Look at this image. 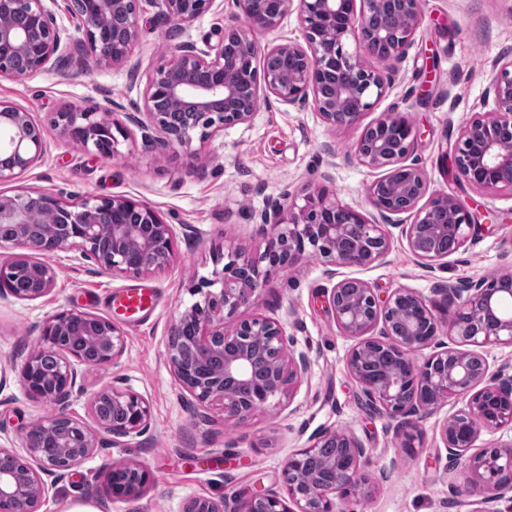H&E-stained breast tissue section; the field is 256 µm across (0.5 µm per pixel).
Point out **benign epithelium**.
<instances>
[{
	"mask_svg": "<svg viewBox=\"0 0 512 512\" xmlns=\"http://www.w3.org/2000/svg\"><path fill=\"white\" fill-rule=\"evenodd\" d=\"M64 3L81 23L72 34L57 23L44 0H0V18L25 16L16 28L0 23V80L18 76L17 64L35 74L63 60L71 48V63L80 70L108 69L128 63L139 28L140 0H50ZM215 0H153L159 14L187 26L203 16ZM244 22L224 26L216 42L200 48L183 41L167 49L148 76L143 107L125 113L146 142L165 155L195 156L193 141L204 143L224 128L249 121L258 101L273 97L295 105L312 101L330 128H362L354 145L358 161L383 175L370 187L369 202L377 212L370 220L342 203L325 187L303 196L284 190L258 214L260 226L270 229L266 247L256 256L236 249L216 280L197 288L202 300L178 312L172 329L185 326V343L195 350V362L183 356V344L168 340L167 362L179 387L200 404L218 403L224 421H242L256 409L290 404L294 390L307 374L309 359L281 320L241 311L254 306L256 292L274 272L290 269L318 255L333 268L363 267L385 258L389 237L385 225L409 213L402 225L410 251L420 260L435 262L474 240L479 211L471 212L455 197L429 191V178L410 159L415 126L406 113H383L363 126L365 112L392 82L395 65L414 43L422 23L418 0H236ZM297 11L304 43L286 41L262 47L258 32L269 29L287 13ZM230 34L249 42L251 74L237 80L240 65L225 51ZM354 41L356 53L347 49ZM278 57L284 64L262 68L256 60ZM486 95L495 113L475 112L460 130L453 163L458 177L477 190L512 189V59L496 61L488 75ZM55 125L70 141L92 146L103 156L117 152L114 132H122L109 111L65 109ZM40 130L30 114L0 102V184L16 181L42 156ZM43 200L41 233L32 198ZM174 229L147 204L126 196L71 200L60 194L25 190L0 195V247L25 250L0 264V300H37L53 290L56 272L33 259L79 249L104 271L129 277L148 275L173 259ZM23 277L28 288L18 292L11 280ZM220 285L214 292L210 287ZM445 303L429 306L409 288H396L382 298L365 281L339 280L329 304L336 325L358 339L347 366L368 401L397 420L396 435L409 444L415 437L413 418L435 409L454 396L468 394L466 407L445 421L441 441L448 458L463 465L468 484L483 494V503L512 500V448L472 450L481 431L512 430V375L492 373L482 353L489 345L512 346V271L491 278L450 284L442 289ZM446 329L455 347L435 343ZM434 351L419 363L413 354ZM125 350L121 328L110 318L77 308L57 312L44 324L38 349L25 358L20 377L33 401H48L54 411L25 432L20 454L0 448V512H17L27 500L28 512H38L47 491L45 477L61 479L90 457L94 448L112 439L144 433L151 409L140 394L107 385L89 401L92 423L73 417L70 406L77 394L80 366H105ZM388 351L398 358L396 375L374 372L375 357ZM125 409L115 421L100 415L101 401ZM336 441L342 457L322 470L307 474L305 458ZM369 450L352 436L325 431L288 458L281 469L282 491L239 493L232 503L210 497L192 498L184 512H335L336 502L365 491L364 467ZM131 480L118 486L105 482L106 493L127 499L140 495L148 474L137 464L117 467Z\"/></svg>",
	"mask_w": 512,
	"mask_h": 512,
	"instance_id": "7a95c632",
	"label": "benign epithelium"
}]
</instances>
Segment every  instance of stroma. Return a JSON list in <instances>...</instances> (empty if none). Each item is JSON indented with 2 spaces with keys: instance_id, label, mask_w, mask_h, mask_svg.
<instances>
[{
  "instance_id": "stroma-1",
  "label": "stroma",
  "mask_w": 512,
  "mask_h": 512,
  "mask_svg": "<svg viewBox=\"0 0 512 512\" xmlns=\"http://www.w3.org/2000/svg\"><path fill=\"white\" fill-rule=\"evenodd\" d=\"M418 5L423 21L415 42L364 120L387 112L409 114L417 130L412 157L427 173L431 190L455 196L468 209L494 213L495 219L484 223L473 243L430 268L411 253L400 226L387 225L386 257L341 274L364 280L378 295L409 288L431 304L448 283L512 266V191L472 189L457 182L452 164L460 127L472 113L494 110L485 90L492 61L512 58V0H418ZM142 7L129 65L80 72L62 64L0 81V100L30 112L44 142L37 163L17 181L0 185V194L26 189L73 199L124 195L158 211L175 234L173 263L138 279L155 292V307L142 320L108 307L130 277L99 271L74 250L46 256L57 273L49 295L0 302V371L6 377L0 384V447L22 448L25 429L49 412L27 397L16 366L37 349L45 321L66 308L111 318L126 339L115 363L82 368L87 393L74 401L73 414L89 420V393L117 379L147 399L152 410L149 431L120 446L96 449L72 474L49 483L40 512H65L67 505L87 501L101 512H184L195 496L229 500L242 489H274L288 458L326 430L349 434L370 450L365 471L372 493L350 497L341 512H477L478 498L440 437L442 423L464 408L466 395L420 414L417 435L404 447L394 420L369 410L347 368L355 340L341 335L328 308L335 282L326 276L323 258L272 275L256 293L254 313L286 323L310 361L288 410H258L228 422L219 405L192 401L175 382L166 345L178 309L196 302V287L217 278L233 248L263 252L267 235L257 214L268 201L286 188L300 196L323 186L372 217L376 211L368 192L379 173L354 155L359 129H331L309 103L260 102L249 122L196 145L192 161L159 155L133 126L111 157L62 137L54 125L56 112L94 108L124 121L142 104L146 78L166 48L185 39L216 40L218 30L240 15L235 0H215L182 32L151 0H143ZM129 463L147 470L144 491L128 500L109 498L106 470Z\"/></svg>"
}]
</instances>
